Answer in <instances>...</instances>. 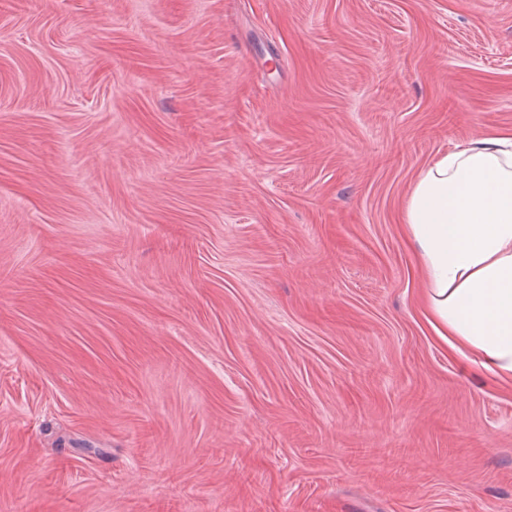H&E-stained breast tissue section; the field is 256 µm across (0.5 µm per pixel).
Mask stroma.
Instances as JSON below:
<instances>
[{"label": "stroma", "mask_w": 512, "mask_h": 512, "mask_svg": "<svg viewBox=\"0 0 512 512\" xmlns=\"http://www.w3.org/2000/svg\"><path fill=\"white\" fill-rule=\"evenodd\" d=\"M476 134L512 0H0V512H512L401 220Z\"/></svg>", "instance_id": "1"}]
</instances>
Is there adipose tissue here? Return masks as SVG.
<instances>
[{
    "label": "adipose tissue",
    "instance_id": "1",
    "mask_svg": "<svg viewBox=\"0 0 512 512\" xmlns=\"http://www.w3.org/2000/svg\"><path fill=\"white\" fill-rule=\"evenodd\" d=\"M402 222L435 334L460 361L512 381V136L479 134L436 156Z\"/></svg>",
    "mask_w": 512,
    "mask_h": 512
}]
</instances>
